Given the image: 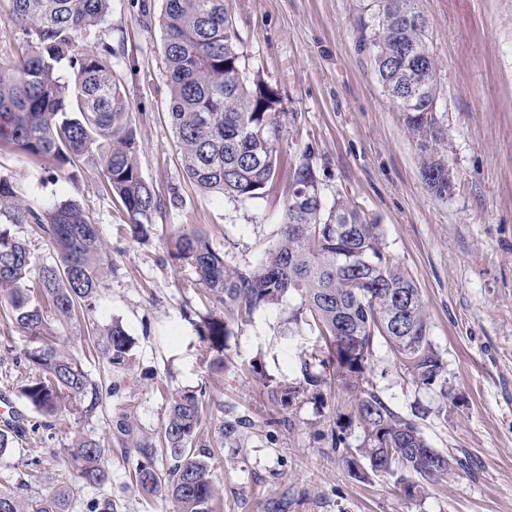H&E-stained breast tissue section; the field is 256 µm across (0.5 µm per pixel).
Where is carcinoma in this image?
<instances>
[{"mask_svg":"<svg viewBox=\"0 0 512 512\" xmlns=\"http://www.w3.org/2000/svg\"><path fill=\"white\" fill-rule=\"evenodd\" d=\"M17 24L28 35L32 52L17 72L0 75V149L8 147L37 165L56 171L91 158L103 174V187L115 198L137 237L149 235L152 216L163 202L143 177L137 161L136 131L129 108L113 74L112 47L74 49V37L101 23L108 0H9ZM374 21L365 25L364 45L374 55L379 84L390 100L402 106L403 122L416 139L425 162L428 187L448 191L450 171L446 138L435 121L438 79L426 41L428 23L415 26L416 0H373ZM163 32L168 118L174 130L183 171L198 190L241 201L264 198L276 179L284 135L278 94L249 69L225 0H164L159 17ZM67 64L70 76L59 75ZM321 185L314 167L300 163L283 202L278 239L252 270L230 269L206 236L194 228L176 232L168 256L194 269L196 282L224 306L229 320L300 297L305 325L324 339L326 357L352 397L351 417L363 441L345 460L356 479L367 471L413 475L404 482L408 497L420 493L422 482L448 477L461 466L432 448L418 424L400 415L369 387L367 371L374 345L385 344L413 383L446 394V365L430 339V321L419 288L385 250L380 225L367 219L357 204L336 198L328 206L316 197ZM0 215L12 224H28L53 246L57 261L39 266L35 286L27 285L36 261L25 241L0 225V295L12 320L33 337L26 360L39 374L19 390L20 396L48 418L76 401H88L85 412L100 406L98 385L82 366L62 351L50 332L45 313L60 322L91 313L105 287L112 257L97 225L76 200L50 205L27 200L9 177L0 176ZM93 348L111 367L123 370L130 343L117 324L86 326ZM200 335L217 352L210 364L224 368V337L228 320L207 316ZM304 384L284 387L267 382L273 399L293 404L304 388L319 383L304 362ZM203 399L186 391L170 399L163 443L173 460L168 469L172 512H215L217 490L205 458L210 455L202 431ZM121 442L143 455L136 477L146 489L158 484L152 468V444L140 441L125 419L117 427ZM19 421L0 429V453L25 438ZM73 468L91 484L107 482L104 451L99 441L85 438L69 450ZM68 494L27 499L0 490V512H68Z\"/></svg>","mask_w":512,"mask_h":512,"instance_id":"obj_1","label":"carcinoma"}]
</instances>
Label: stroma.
<instances>
[{
    "instance_id": "35a3bbf8",
    "label": "stroma",
    "mask_w": 512,
    "mask_h": 512,
    "mask_svg": "<svg viewBox=\"0 0 512 512\" xmlns=\"http://www.w3.org/2000/svg\"><path fill=\"white\" fill-rule=\"evenodd\" d=\"M372 0H229L240 48L250 67L277 89L288 120L277 191L252 201L206 195L183 173L167 118L168 97L159 16L163 0H110L103 21L78 35L79 48L112 47L114 77L132 114L140 170L157 195L180 206L157 212L147 238L120 236L127 218L103 188L94 161L49 175L19 153L0 149V176L20 179L27 198L50 204L71 198L95 220L112 255V272L93 317L119 324L132 349L127 369L92 354L83 319L51 322L58 341L105 390L104 409L78 407L54 417L51 429L29 434L22 448L0 453V487L42 499L70 490L69 512L112 496L119 512H169L165 488L144 489L134 476L141 457L118 442L128 419L139 438L155 443L154 469L171 464L158 446L169 398L205 394V437L232 436L208 458L218 512H512V0H417L429 21L428 41L439 84L436 116L448 136L453 187L431 191L419 147L379 84L361 43ZM8 0H0V72L13 71L27 50ZM310 156L326 201L354 200L380 224L387 251L416 282L431 320V341L447 365L446 388L412 383L387 348L375 346L368 371L377 390L414 420L433 448L461 459L448 479L414 499L398 475L359 481L342 461L362 431L348 418V392L332 369L313 365L323 382L294 405L271 400L266 378L302 382L306 353L324 341L309 331L288 335L301 305L293 295L231 323L224 368L214 370L197 332L208 305L194 271L173 265L167 240L180 227L203 231L228 267H256L277 239L279 189ZM0 296V399L38 421L19 388L37 370L25 360L33 340L5 313ZM79 437L99 440L109 480L91 485L65 460L42 463Z\"/></svg>"
}]
</instances>
